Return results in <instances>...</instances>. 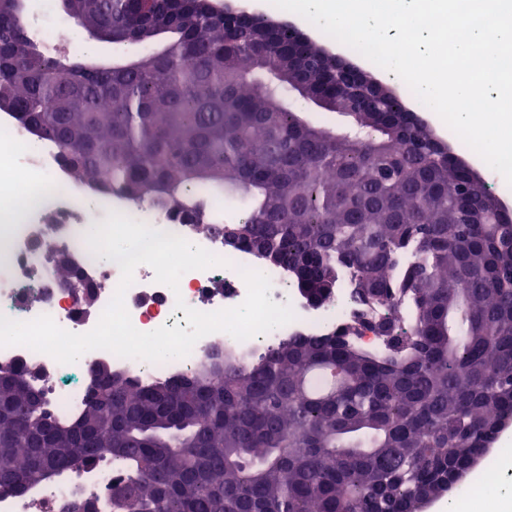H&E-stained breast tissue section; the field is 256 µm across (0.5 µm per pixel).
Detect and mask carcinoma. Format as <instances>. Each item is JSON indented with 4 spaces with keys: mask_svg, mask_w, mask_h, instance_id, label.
I'll list each match as a JSON object with an SVG mask.
<instances>
[{
    "mask_svg": "<svg viewBox=\"0 0 512 512\" xmlns=\"http://www.w3.org/2000/svg\"><path fill=\"white\" fill-rule=\"evenodd\" d=\"M90 36L152 51L111 64L45 56L26 0H0V106L52 141L71 176L191 220L237 197L230 251L268 253L316 303L355 274L353 322L295 334L254 361L139 384L101 363L80 416L0 408V486L34 490L100 462L126 477L63 512H423L512 418V216L408 115L366 109L361 135L316 128L281 90L283 35L231 37L212 0H58ZM299 54L308 94L327 79ZM379 345L358 342L364 332Z\"/></svg>",
    "mask_w": 512,
    "mask_h": 512,
    "instance_id": "1",
    "label": "carcinoma"
}]
</instances>
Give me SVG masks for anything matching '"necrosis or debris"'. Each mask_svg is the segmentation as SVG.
I'll use <instances>...</instances> for the list:
<instances>
[{
  "mask_svg": "<svg viewBox=\"0 0 512 512\" xmlns=\"http://www.w3.org/2000/svg\"><path fill=\"white\" fill-rule=\"evenodd\" d=\"M112 210L180 236L226 260L222 266L184 273L175 291L157 283L150 266H137L133 283L124 295L125 307L137 330L150 332L183 322V311L175 307L180 299L203 313L240 305L247 295L240 275L244 268L263 271L271 280V299L290 305L296 318L245 340L214 332L199 339L188 356L159 363L97 349L84 353L76 363L61 364L48 354L22 345L0 347V363L15 362L36 371L51 409L60 417L74 418L82 409L91 383L88 368L97 361H108L115 372L145 381L177 378L221 349L255 360L289 336L336 331L353 310L351 277H344L336 288L333 302H309L286 271L261 266L253 252H226L222 238L199 232L195 225L178 220L154 203H135L116 193L92 190L72 179L52 143L32 141L29 131L13 114L4 112L0 114V314L17 321L47 315L61 328L76 334L93 329L117 290L121 270L114 261L96 259L85 235L89 225L103 221ZM55 250L72 254L85 275L98 283L95 312L84 313L80 297L59 287L51 259ZM121 475V470L107 463L72 471L63 481L32 493L1 494L0 512H58L60 505L76 494L101 499L112 480Z\"/></svg>",
  "mask_w": 512,
  "mask_h": 512,
  "instance_id": "necrosis-or-debris-1",
  "label": "necrosis or debris"
}]
</instances>
